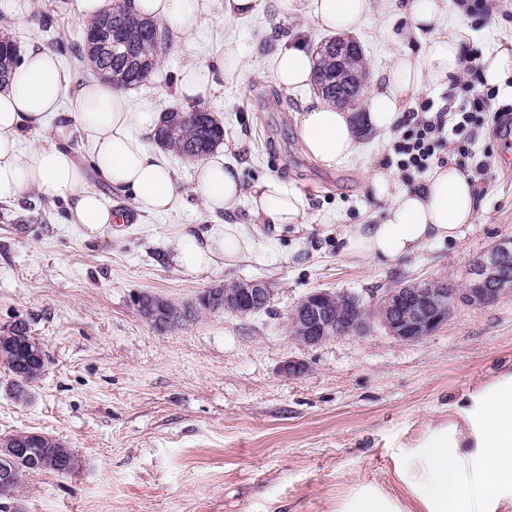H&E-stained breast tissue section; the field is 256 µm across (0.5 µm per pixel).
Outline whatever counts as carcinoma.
<instances>
[{
  "mask_svg": "<svg viewBox=\"0 0 512 512\" xmlns=\"http://www.w3.org/2000/svg\"><path fill=\"white\" fill-rule=\"evenodd\" d=\"M85 30L94 36V43H88L82 36L73 44L55 41L51 43L53 50L61 55L69 52L76 58L87 53L96 70L106 75L117 89L145 82L169 51L162 25L130 12L120 0H112ZM19 62L17 44L0 38V88L10 82ZM314 82L318 87L324 83L333 87L325 95L336 97V55H320ZM223 139L224 127L201 106L188 112H165L155 134L160 146L194 161L207 156ZM59 445L56 438L41 436L35 439L31 456L0 462V496L14 491L24 476L44 472L35 459L48 452H62Z\"/></svg>",
  "mask_w": 512,
  "mask_h": 512,
  "instance_id": "obj_1",
  "label": "carcinoma"
}]
</instances>
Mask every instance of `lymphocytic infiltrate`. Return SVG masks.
Masks as SVG:
<instances>
[{
    "label": "lymphocytic infiltrate",
    "instance_id": "lymphocytic-infiltrate-1",
    "mask_svg": "<svg viewBox=\"0 0 512 512\" xmlns=\"http://www.w3.org/2000/svg\"><path fill=\"white\" fill-rule=\"evenodd\" d=\"M460 98L441 104L427 97L409 109L403 130L391 145L396 165L407 182L426 172L433 164H444L445 154L475 156L471 128L493 114L500 131L512 135V104L497 103L495 89L462 85Z\"/></svg>",
    "mask_w": 512,
    "mask_h": 512
}]
</instances>
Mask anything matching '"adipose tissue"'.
<instances>
[{"mask_svg": "<svg viewBox=\"0 0 512 512\" xmlns=\"http://www.w3.org/2000/svg\"><path fill=\"white\" fill-rule=\"evenodd\" d=\"M274 5L280 19L306 16L316 26L357 34L369 21L373 0H130L132 11L165 23L175 42L189 39L205 16L221 11L225 23L262 13ZM449 0H397L379 27L392 65L380 87L370 93L365 112H343L321 103L296 119L305 154L327 168L360 153L357 130L390 134L401 123L402 104L425 89L448 85L461 71L469 33L447 23ZM315 61L300 44L280 48L274 77L288 89L313 79ZM242 66L232 49L214 62L192 61L181 70L174 97L181 103L206 99L218 81H239ZM67 82L57 58L28 50L11 84L0 92V201L34 190L68 206L69 221L93 241L124 223L112 211L103 188L130 196L139 213L163 215L188 207L196 196L213 214L235 212L249 201L261 223L282 226L306 220L302 192L291 191L267 176L243 191L239 174L223 151L197 165L192 193L179 186L174 171L153 142L162 114L150 98L130 106L111 84L92 81L74 100L71 119L92 155L83 163L76 151L54 135L29 141L45 128L61 106ZM369 196L384 203L380 222L345 228L343 255L357 264L398 265L433 243L457 240L481 206L472 177L455 162L433 166L407 188H398L393 170L372 165L364 170ZM171 258L180 271L196 275L229 267L253 248L242 225L179 224ZM461 413L467 425H430L402 469V482L413 512H488L491 504L512 497V375L470 393Z\"/></svg>", "mask_w": 512, "mask_h": 512, "instance_id": "1", "label": "adipose tissue"}]
</instances>
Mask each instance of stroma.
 <instances>
[{"mask_svg": "<svg viewBox=\"0 0 512 512\" xmlns=\"http://www.w3.org/2000/svg\"><path fill=\"white\" fill-rule=\"evenodd\" d=\"M501 2L482 26L450 9L474 49L512 39V0ZM388 6L375 0L354 37L369 89L390 66L377 33ZM39 11L52 13V33L34 16L1 21L0 34L23 51L46 49L52 35L78 40L84 23L74 0H41ZM330 37L304 16L284 21L271 8L229 26L208 16L189 45L172 47L145 85L126 92L133 102L153 97L165 110L187 62L210 59L226 42L240 56L241 82L217 83L204 105L224 126L226 156L243 187L277 176L304 193L307 219L276 229L241 202L232 219L254 246L235 266L189 276L171 264L174 225L216 221L194 197L185 210L144 216L129 197L105 192L107 204L131 219L93 242L69 224L62 201H49L39 214L33 207L41 196L31 191L0 206V331L26 322L48 355L27 401L13 397V378L0 365V434L41 431L82 460L71 475H28L0 497V512H340L364 487L405 506L399 474L429 423L458 421L467 393L512 373V293L486 305L457 303L443 325L415 342L377 324L316 345L290 331V310L317 291L351 295L367 307L387 289L423 280L465 292L469 267L512 239V145L484 124L473 137L477 152L489 153L491 171L478 183L482 207L458 240L392 267L343 258L345 226L384 209L368 196L363 167L384 161L392 138L364 133L361 159L321 166L295 132L297 116L321 94L312 84L280 87L273 73L282 39L313 52ZM59 62L69 81L62 114L45 132L65 128L86 162L89 148L66 114L77 90L98 74L70 57ZM239 280L271 283L269 309L206 313L163 332L133 302L149 291L187 303ZM289 360L306 371L284 375Z\"/></svg>", "mask_w": 512, "mask_h": 512, "instance_id": "stroma-1", "label": "stroma"}]
</instances>
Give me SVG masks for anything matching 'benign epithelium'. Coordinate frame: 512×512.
<instances>
[{"label": "benign epithelium", "mask_w": 512, "mask_h": 512, "mask_svg": "<svg viewBox=\"0 0 512 512\" xmlns=\"http://www.w3.org/2000/svg\"><path fill=\"white\" fill-rule=\"evenodd\" d=\"M346 90L358 94L361 92L360 81L354 73L343 68L336 71V100H351L340 93ZM512 265V242L502 240L496 243L485 257L476 261L468 272L469 280L476 288L462 295L448 293L446 288H431L429 282L421 281L418 287L410 290L391 288L385 291L372 308L364 307L359 300L346 296L344 301L351 306L356 317L354 321H344L336 316V295L330 292H313L298 301L288 316L289 328L293 335L306 344L314 345L323 340L352 331H361L369 323L376 321L391 335L404 340H420L448 320V311L462 297H467L475 304H489L503 295L500 288H490L488 283L499 277L500 273ZM206 301L213 310L247 314L259 308L269 307L272 295L262 288L259 281H241L239 290L233 294L218 288L204 292ZM250 301L246 309L238 305V299ZM142 317L158 330L167 329L171 316L163 312L160 296L147 295L138 306Z\"/></svg>", "instance_id": "benign-epithelium-1"}]
</instances>
